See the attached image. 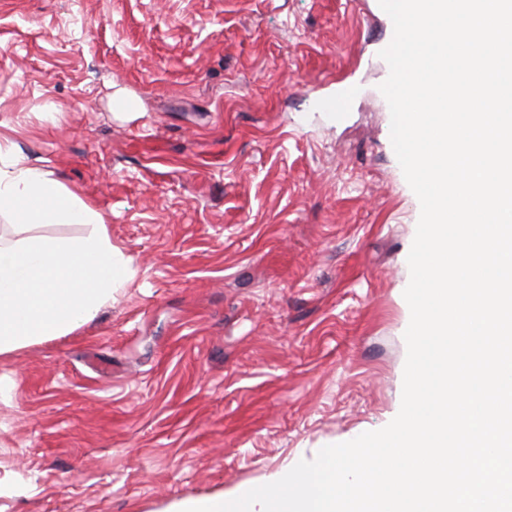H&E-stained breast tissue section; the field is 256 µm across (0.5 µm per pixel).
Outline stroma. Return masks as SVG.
Returning a JSON list of instances; mask_svg holds the SVG:
<instances>
[{"label": "stroma", "mask_w": 512, "mask_h": 512, "mask_svg": "<svg viewBox=\"0 0 512 512\" xmlns=\"http://www.w3.org/2000/svg\"><path fill=\"white\" fill-rule=\"evenodd\" d=\"M392 36L376 0H0V147L137 270L0 356V512H168L384 426L419 210Z\"/></svg>", "instance_id": "35a3bbf8"}]
</instances>
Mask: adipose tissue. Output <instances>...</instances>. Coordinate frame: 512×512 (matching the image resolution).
Wrapping results in <instances>:
<instances>
[{
  "label": "adipose tissue",
  "mask_w": 512,
  "mask_h": 512,
  "mask_svg": "<svg viewBox=\"0 0 512 512\" xmlns=\"http://www.w3.org/2000/svg\"><path fill=\"white\" fill-rule=\"evenodd\" d=\"M0 355L92 322L134 275L105 218L49 172L0 152ZM76 224L80 235L42 233Z\"/></svg>",
  "instance_id": "1"
}]
</instances>
